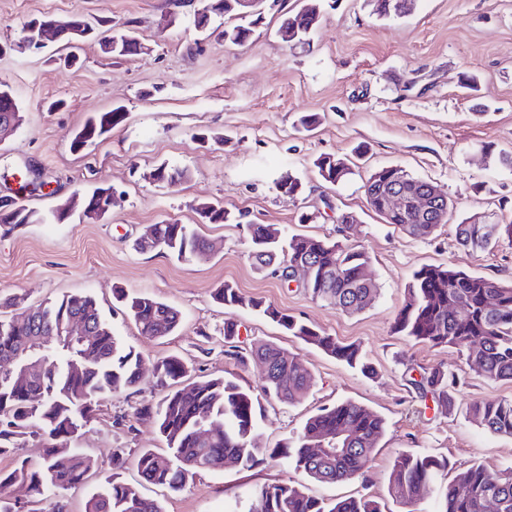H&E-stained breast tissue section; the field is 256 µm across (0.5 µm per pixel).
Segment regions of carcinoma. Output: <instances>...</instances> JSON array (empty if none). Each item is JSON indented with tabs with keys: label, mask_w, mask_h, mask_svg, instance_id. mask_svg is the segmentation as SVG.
Returning <instances> with one entry per match:
<instances>
[{
	"label": "carcinoma",
	"mask_w": 512,
	"mask_h": 512,
	"mask_svg": "<svg viewBox=\"0 0 512 512\" xmlns=\"http://www.w3.org/2000/svg\"><path fill=\"white\" fill-rule=\"evenodd\" d=\"M217 5L209 15L224 18V40L241 45L248 42L263 20L257 14L249 20L235 16L233 0H202L201 6ZM207 15V16H209ZM201 16V19H207ZM318 0H306L297 11L280 16L276 35L284 43H301L321 22ZM137 36L127 22L116 29L112 21L97 19L91 33L60 45L72 51L78 44L96 40L102 52L124 58L131 52L112 49ZM126 119L116 107L89 118L72 140L79 149L99 139ZM321 178L335 185L350 174L349 164L333 156L316 159ZM391 170L382 167L365 184L367 204L387 224H394L414 239H428L448 223L449 210L435 213L428 220L415 215H388L377 193ZM182 183L189 178L186 169L160 165L149 173L153 182ZM203 224H229L231 212L220 203L201 202L196 207ZM249 257L256 270H271L285 277L288 267L309 266L310 276L300 288L316 301L337 310L355 314L371 307L378 286L361 279L367 265V253L340 240L320 239L302 234L285 235L270 224H248ZM160 244L157 251L189 262L211 249L210 242L189 224L162 221L146 227ZM459 245L473 251L494 248L501 239L512 242V223L479 224L471 217L455 225ZM216 299L229 310L248 307L277 323L288 334L313 345L350 368L370 371L360 345L343 343L335 337L299 320L261 298H245L238 288L225 283L215 289ZM128 314L140 333L152 338L174 332L181 314L174 307L148 295H122ZM76 315L95 336L88 345H79L56 333L57 320ZM395 334L408 336L417 343L456 349L479 376L487 381L512 382V281L468 274L448 265H424L414 272L405 290L402 307L391 326ZM27 352L19 364L31 370L25 385L0 376V455L15 453V439L40 437L45 441L42 460L31 463L16 459L13 467L0 470V512H15L7 501V492L16 483L27 486L33 502L84 483L96 466L90 456L67 448L68 441L92 423L100 399L108 394L140 390L143 375L140 357L122 343L112 325L88 295H69L54 302L35 306L32 311L0 318V356ZM251 356L266 365L261 384L244 388L227 378L192 382L178 389L171 384L188 376V369L176 357H168L156 366V386L167 389L159 408L149 402L136 408L138 420H154L165 438L168 451H141L136 467L141 477L171 491L183 488L198 472L215 468L230 457L245 468L269 459L282 460L293 471L318 483L341 484L366 479L369 453L385 432L383 418L372 409L355 402H340L324 407L307 419L302 429L281 448L257 446L258 414L264 400L273 399L292 406L304 398L312 381L305 364L295 354L270 344L251 350ZM410 384L424 400H431L439 414L451 416L457 402L460 377L444 367L425 369ZM466 414L493 434L512 436V399L503 397L474 399L466 404ZM209 427L204 444L198 430ZM346 433L342 445L348 452L341 458L318 455L315 449L324 441H334ZM448 470L451 479L442 487L438 512H512V468L490 472L472 459L467 462L438 460L431 455L403 452L396 458L388 478V494L415 512L422 491L436 481L439 472ZM85 512H163L154 500L141 495L133 485L107 479L103 491L92 496ZM248 512H382L379 502L368 496L342 497L332 502L318 499L306 487L287 481L255 488Z\"/></svg>",
	"instance_id": "obj_1"
}]
</instances>
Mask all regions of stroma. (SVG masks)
<instances>
[{"mask_svg":"<svg viewBox=\"0 0 512 512\" xmlns=\"http://www.w3.org/2000/svg\"><path fill=\"white\" fill-rule=\"evenodd\" d=\"M297 0H267L265 23L245 44L226 43L221 33L202 36L193 26L195 0H0V82L12 89L23 116L0 142V174L31 166L49 182L46 196L21 201L39 221L8 229L0 224V302L23 305L63 296H92L124 344L139 353L144 381L137 394L105 396L100 411L74 447L92 456L98 475L82 486L41 502L42 512L63 503L84 512L106 475L139 485L164 512H233L254 487L292 479L279 462L246 469L229 463L196 475L177 492L141 483L135 460L142 449L167 443L148 421H136L143 402L159 403L156 362L181 358L194 376L229 377L257 385L260 363L239 365L228 349L270 343L292 352L313 383L297 404L265 405L258 443L277 448L290 440L322 406L350 400L371 408L385 432L369 454L367 481L309 483L310 494L335 499L368 494L383 512H406L387 492L398 453L464 462L478 457L492 471L512 467V437L489 433L468 421L425 410L409 383L407 364L444 365L467 380L458 398H512V382L491 383L448 347H433L392 333L413 272L425 264H450L470 274L512 280V244L475 253L457 246L454 226L466 218L512 219V168L497 151L512 152V0H415L400 16L381 17L374 0H321L324 17L309 41L288 45L275 27ZM74 14L135 20L144 53L107 58L98 44H81L79 65L59 62L54 47L23 51L25 24L44 15ZM123 108L126 119L76 150L74 134L91 115ZM316 115L312 130L299 118ZM363 158L342 183L326 184L314 165L323 154ZM187 168L185 182L149 180L160 164ZM398 166L434 184L452 200L448 224L417 240L385 223L368 207L364 183L378 168ZM292 175L300 196L276 190ZM115 187L120 197L102 219L73 214L61 223L43 220L75 192ZM222 202L242 224L201 223L199 202ZM352 213L349 243L370 255L369 273L380 287L377 301L346 314L312 300L279 277L257 272L248 257L245 224H272L287 234L337 239L338 218ZM174 218L195 225L214 245L203 260L182 262L141 252L145 228ZM232 283L310 322L344 342L360 343L376 375L368 378L318 348L288 336L251 309L227 313L213 293ZM146 294L178 309L180 328L161 339L142 336L115 299L117 291ZM234 317L240 334L224 342V321ZM124 451L113 467L112 451Z\"/></svg>","mask_w":512,"mask_h":512,"instance_id":"stroma-1","label":"stroma"}]
</instances>
